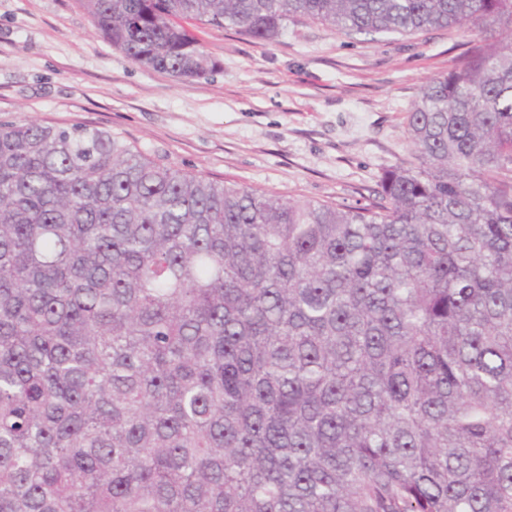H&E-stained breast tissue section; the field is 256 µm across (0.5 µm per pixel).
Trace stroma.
<instances>
[{
  "instance_id": "1",
  "label": "stroma",
  "mask_w": 512,
  "mask_h": 512,
  "mask_svg": "<svg viewBox=\"0 0 512 512\" xmlns=\"http://www.w3.org/2000/svg\"><path fill=\"white\" fill-rule=\"evenodd\" d=\"M194 33L215 69L194 81L140 67L96 31L81 0H0V123L110 131L165 164L268 194L369 204L408 158L423 85L498 26L348 38L289 22L272 41Z\"/></svg>"
}]
</instances>
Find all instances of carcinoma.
Masks as SVG:
<instances>
[{
    "mask_svg": "<svg viewBox=\"0 0 512 512\" xmlns=\"http://www.w3.org/2000/svg\"><path fill=\"white\" fill-rule=\"evenodd\" d=\"M177 80L260 41L496 24L362 207L0 123V512H512V0H83Z\"/></svg>",
    "mask_w": 512,
    "mask_h": 512,
    "instance_id": "obj_1",
    "label": "carcinoma"
}]
</instances>
